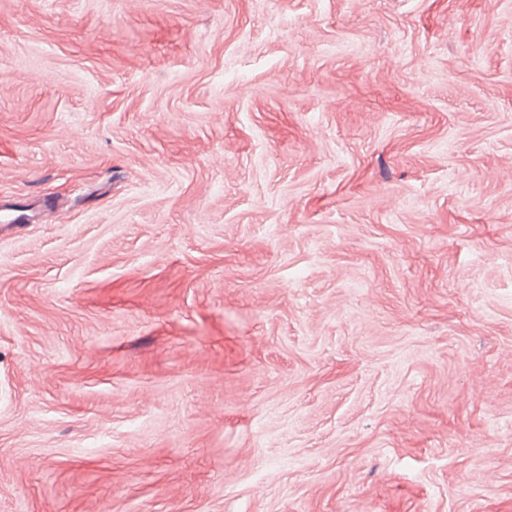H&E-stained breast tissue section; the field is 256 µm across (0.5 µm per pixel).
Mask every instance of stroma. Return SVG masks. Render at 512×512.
Masks as SVG:
<instances>
[{
  "mask_svg": "<svg viewBox=\"0 0 512 512\" xmlns=\"http://www.w3.org/2000/svg\"><path fill=\"white\" fill-rule=\"evenodd\" d=\"M0 512H512V0H0Z\"/></svg>",
  "mask_w": 512,
  "mask_h": 512,
  "instance_id": "stroma-1",
  "label": "stroma"
}]
</instances>
